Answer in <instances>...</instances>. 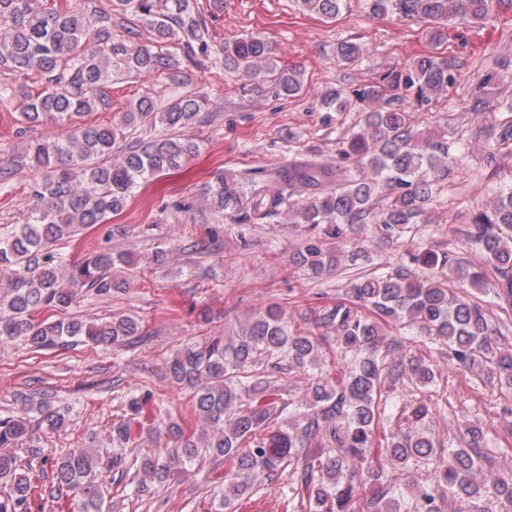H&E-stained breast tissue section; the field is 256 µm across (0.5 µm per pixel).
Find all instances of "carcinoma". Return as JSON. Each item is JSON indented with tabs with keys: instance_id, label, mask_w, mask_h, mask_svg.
Masks as SVG:
<instances>
[{
	"instance_id": "obj_1",
	"label": "carcinoma",
	"mask_w": 512,
	"mask_h": 512,
	"mask_svg": "<svg viewBox=\"0 0 512 512\" xmlns=\"http://www.w3.org/2000/svg\"><path fill=\"white\" fill-rule=\"evenodd\" d=\"M39 0H0V69L25 80L0 78V103L18 94L28 124H64L110 105L104 92L112 79L164 71L175 75L180 60L162 44L179 39L185 57L211 52L208 31L193 15L191 0H109V9L86 14L72 0L53 7ZM302 10L325 21L341 12L343 0H298ZM372 15H396L423 23L438 42L442 27L462 18L480 25L499 0H364ZM134 17L148 25L152 38L130 43L112 33L114 19ZM224 68L257 81L273 77L278 94L297 96L303 74L275 60L268 39L251 36L224 43ZM363 55L349 40L337 43L336 57L350 64ZM459 73L448 57L428 53L384 71L373 84L348 95L337 90L322 99L326 119L362 105L356 127L336 137V154L348 165L321 159L293 162L274 172L249 173L243 181L216 177L209 188L215 208L243 224H272L281 216L301 224L305 237L292 257L294 267L317 278L366 252L364 232L380 229L396 243L400 260L382 269L349 275L342 296L322 305L306 330L290 328L283 307L269 303L241 325L234 336L187 343L167 362V374L191 391L198 428L176 420L144 421L152 416V395H130L122 419L112 423L109 442L126 446L134 429L163 443L141 456L135 491L162 484L204 464L222 485L206 512H237L252 497L256 481L285 482L292 512H355L370 496L372 512H453V504L496 501L512 504V477L479 482L476 473L492 462L491 439L479 425L466 427L464 440L440 461L433 440L416 427L439 402L418 397L433 384L430 361L410 356L405 329L426 341L448 346L459 369L512 394V350L502 347L508 325L494 322L486 302L463 285L482 282L486 273L448 251L420 250V224L436 222L432 204L448 182L450 165L461 162V148L448 139H422L413 131L407 107L441 95ZM202 103L179 95L160 107L142 96L110 124L81 122L53 139H35L0 165V183L12 172L42 169L30 183L35 205L28 220L0 229V346L50 350L75 341L118 347L139 334L131 316L86 322L42 318L44 311L67 309L89 291L109 295L126 286L119 275L131 265L128 254L109 241L86 258L69 261L53 246L104 224L126 206L139 181L181 166L196 152L194 143L167 134L194 123ZM496 276L493 296L512 304V188L489 209L477 210L463 230ZM333 338L350 356L340 371L319 366L324 342ZM302 372L307 387L296 410L278 394L274 374ZM17 414L0 418V448L27 445L42 458L30 414L47 430L65 426L66 417L47 397H19ZM402 418L414 429L387 426ZM103 458L97 448H69L51 464L48 484L0 453V512H41L44 502L58 512H112L105 505ZM420 470L427 477L408 486L409 495L377 485L386 465Z\"/></svg>"
}]
</instances>
